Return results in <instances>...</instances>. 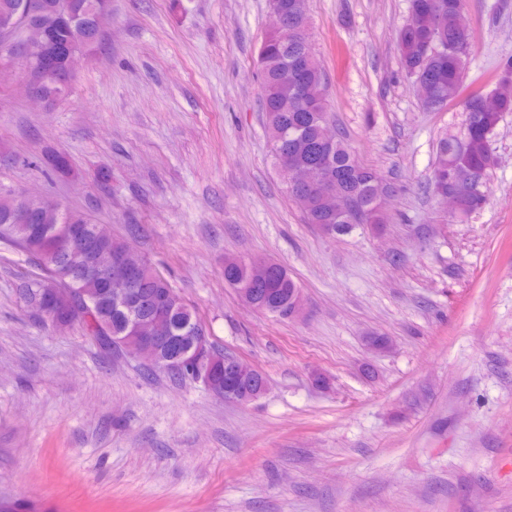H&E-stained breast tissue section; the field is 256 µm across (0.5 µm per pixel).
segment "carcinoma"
I'll return each instance as SVG.
<instances>
[{
  "label": "carcinoma",
  "mask_w": 512,
  "mask_h": 512,
  "mask_svg": "<svg viewBox=\"0 0 512 512\" xmlns=\"http://www.w3.org/2000/svg\"><path fill=\"white\" fill-rule=\"evenodd\" d=\"M21 0H0V31L15 34L24 26L36 32L50 31L56 39L58 68L68 66V53L89 49L93 28L102 25L107 15L102 0H66L68 9L61 11L58 0H34L37 9L24 18L19 13ZM288 5V29L269 33L259 50L257 63L262 77V101L265 124L274 155L296 146L299 162L308 167L321 165L328 179L338 184L336 204L322 201L311 187H290L289 196L298 204L306 223L321 229L332 226L343 234L353 224H371L381 233L388 224L385 213L368 204L364 211L355 209L356 197L371 198L385 186L381 178L359 164L352 149L341 139L332 144L322 136L324 121L329 119L326 106L325 72L308 39L306 0H282ZM463 0H411L415 20L403 25L396 42L402 69L413 79L419 95L437 102L454 99L460 89V73L467 64L469 33L460 23ZM30 76L36 87L52 99L63 86L44 79L30 62ZM464 133L468 138L465 152H457L453 139L440 140L431 176L434 196L448 190L452 170L479 181L478 190L464 203V213L482 207L486 200L485 175L493 163L490 138L502 113L512 112V94L502 95L494 108H485L467 97ZM14 192L0 185V244L18 249L29 257L38 273L21 280L20 298L46 323L79 324L106 353L124 355L122 339L130 335L134 313L123 308L118 295L123 284L108 269L98 276L77 281L75 271L84 263L89 251L104 258L122 253L127 262L141 270L139 286L148 299H163L156 314L165 327L179 334L184 326L205 333L201 322L182 301L170 282L160 275L138 252L128 251V242L112 235L102 224L91 222L82 212L65 210L58 204L40 199L31 202V218L25 224L13 221ZM265 258H224V280L249 297L262 312L288 317L299 286L284 266L265 275ZM218 358L211 383L214 395L224 394V358Z\"/></svg>",
  "instance_id": "1"
}]
</instances>
